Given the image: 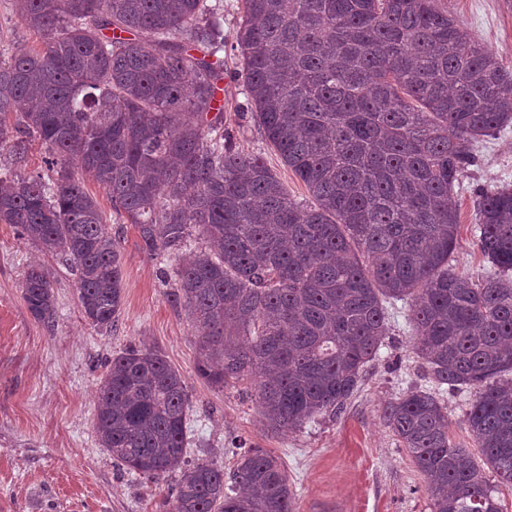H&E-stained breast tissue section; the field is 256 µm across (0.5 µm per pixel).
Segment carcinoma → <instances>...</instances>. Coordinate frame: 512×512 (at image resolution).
<instances>
[{
    "label": "carcinoma",
    "mask_w": 512,
    "mask_h": 512,
    "mask_svg": "<svg viewBox=\"0 0 512 512\" xmlns=\"http://www.w3.org/2000/svg\"><path fill=\"white\" fill-rule=\"evenodd\" d=\"M43 48L0 58V149L33 143L45 170L0 177V223L69 261L81 311L110 332L123 305L119 242L84 186L108 194L150 256L177 260L168 301L191 324L196 370L253 384L263 425L334 416L408 304L434 388L384 410L427 478L432 512H503L474 454L451 443L443 388L482 456L512 487V186L476 198V282L452 263L448 203L484 138L512 126V70L437 0H241L235 51L253 118L313 205L224 134V0H16ZM213 248L187 259L192 236ZM33 318L55 316L47 273L25 274ZM189 393L154 348L112 356L94 429L146 480L172 473V512H294L281 461L185 462Z\"/></svg>",
    "instance_id": "1"
}]
</instances>
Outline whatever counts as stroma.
Here are the masks:
<instances>
[{
    "label": "stroma",
    "mask_w": 512,
    "mask_h": 512,
    "mask_svg": "<svg viewBox=\"0 0 512 512\" xmlns=\"http://www.w3.org/2000/svg\"><path fill=\"white\" fill-rule=\"evenodd\" d=\"M502 64L512 69V0H439ZM239 7L224 13V131L239 150L261 156L294 200L311 197L283 164L246 107L242 66L233 52ZM20 21L15 0H0V54L14 45L38 46ZM477 166L459 179L457 270L478 281L489 265L477 246L478 188L512 184V128L486 138ZM105 221L120 239L124 305L111 333L84 318L77 275L63 258L41 251L0 223V512H169L170 481L152 483L123 470L100 448L94 429L97 380L107 360L130 346L163 353L186 382L190 407L185 459L232 468L233 443L248 439L283 463L294 512H431L426 478L385 425L388 402L428 388L413 350L407 307L388 308V331L378 359L344 410L300 430L267 431L248 384L220 389L196 372L193 330L167 301L172 261L148 255L137 230L123 222L108 196L89 184ZM50 276L56 301L51 324L37 322L22 299L31 266Z\"/></svg>",
    "instance_id": "obj_1"
}]
</instances>
